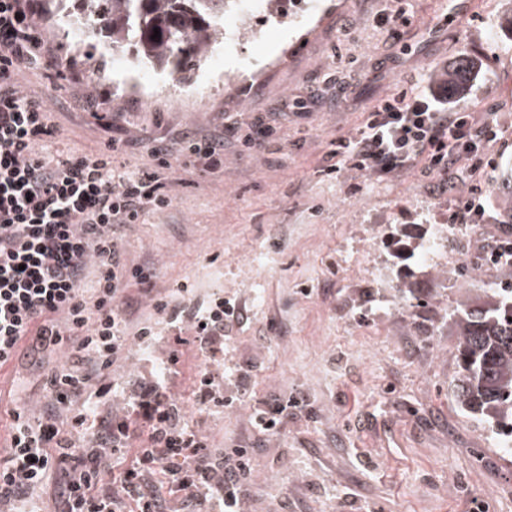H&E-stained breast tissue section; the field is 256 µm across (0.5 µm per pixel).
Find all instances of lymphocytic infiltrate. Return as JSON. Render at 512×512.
<instances>
[{"label":"lymphocytic infiltrate","instance_id":"f902f5d3","mask_svg":"<svg viewBox=\"0 0 512 512\" xmlns=\"http://www.w3.org/2000/svg\"><path fill=\"white\" fill-rule=\"evenodd\" d=\"M38 0H0V368L20 351L74 355L46 379L38 413L12 414L0 456V512L44 498L50 512H244L242 477L250 451L212 455L205 436L183 427L162 376L126 392L114 407L86 408L111 393L112 369L131 340L153 336L133 325L131 285L150 283V264H127L121 226L168 207L157 172H120L103 151L65 159L42 154L60 135L41 96L21 90L22 68L52 67L40 34ZM458 94L432 83L402 91L368 113L353 139L337 138V163L375 176L424 162L442 180L478 148ZM94 287H84L88 272ZM175 329H190L202 356L224 358L225 336L244 319L235 301L213 294L200 308L155 300Z\"/></svg>","mask_w":512,"mask_h":512}]
</instances>
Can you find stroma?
Returning <instances> with one entry per match:
<instances>
[{
  "label": "stroma",
  "mask_w": 512,
  "mask_h": 512,
  "mask_svg": "<svg viewBox=\"0 0 512 512\" xmlns=\"http://www.w3.org/2000/svg\"><path fill=\"white\" fill-rule=\"evenodd\" d=\"M460 2L285 0L289 22L258 9V38L227 44L218 67L202 66L188 83L150 71L149 98L117 91L126 66L110 53L68 56L64 30L39 23L56 66L24 70L18 83L48 103L61 131L52 154L117 147L119 171L158 172L172 198L122 230L126 261L157 269L150 291L131 289L157 334L130 346L116 381L131 388L178 355L166 384L182 422L212 448L251 450V512H471L477 501L512 512V455L450 391L448 322L460 302L512 284L511 267L457 240L473 228L486 241L512 238L500 209V170L512 162V37L497 31L512 0H470L466 13ZM400 13L408 25L394 23ZM463 55L478 75L461 106L497 136L454 183L421 164L381 177L348 166L327 174L333 140L355 136L376 103L424 87ZM255 116L276 132L250 151L242 141ZM217 133L216 172L178 155L164 169L153 155ZM474 190L482 213L449 226L447 248L430 253L437 226ZM182 283L192 289L185 303L220 288L248 314L224 343V368L249 371L250 390L203 415L194 338L153 308ZM412 296L424 307L409 309ZM46 377L28 358L0 369V447L13 412L44 402ZM296 394L308 412L275 435L254 428L257 406Z\"/></svg>",
  "instance_id": "stroma-1"
}]
</instances>
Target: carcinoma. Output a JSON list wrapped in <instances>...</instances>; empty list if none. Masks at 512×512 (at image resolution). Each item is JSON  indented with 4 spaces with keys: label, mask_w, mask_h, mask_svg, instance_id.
<instances>
[{
    "label": "carcinoma",
    "mask_w": 512,
    "mask_h": 512,
    "mask_svg": "<svg viewBox=\"0 0 512 512\" xmlns=\"http://www.w3.org/2000/svg\"><path fill=\"white\" fill-rule=\"evenodd\" d=\"M242 0H46L45 9L72 33L77 53L101 38L112 56L131 70L150 67L180 82L205 60L204 49L224 39V14ZM160 37L154 39V30ZM474 60L448 71V91L468 81ZM457 373L452 394L468 417L512 439V287L492 288L485 297L450 315Z\"/></svg>",
    "instance_id": "carcinoma-1"
}]
</instances>
